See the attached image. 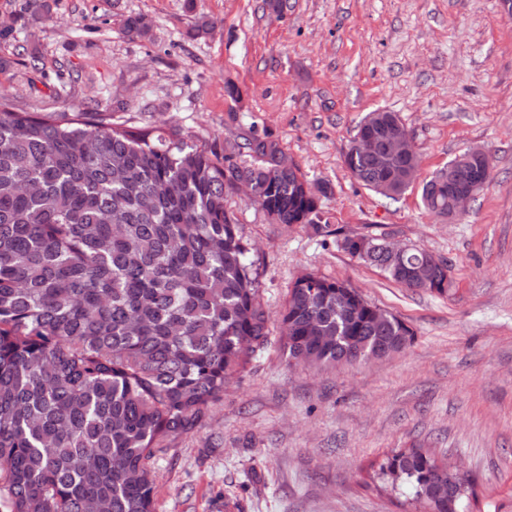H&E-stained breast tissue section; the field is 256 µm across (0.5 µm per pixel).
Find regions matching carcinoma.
I'll return each instance as SVG.
<instances>
[{
	"label": "carcinoma",
	"instance_id": "obj_1",
	"mask_svg": "<svg viewBox=\"0 0 512 512\" xmlns=\"http://www.w3.org/2000/svg\"><path fill=\"white\" fill-rule=\"evenodd\" d=\"M399 131L395 112L371 111L356 134ZM349 147L352 178L394 198L410 184ZM476 161L421 187L425 209L446 218L455 186L490 183ZM277 224L331 233L321 189L288 167L278 140L257 128L220 154L170 128H138L97 112H17L0 102V512H156L151 472L172 441L199 427L224 384L270 344L259 274L230 209L234 180ZM336 240L351 257L410 288L425 269L448 295V261L424 248L399 262L385 235ZM280 349L330 369L407 347L411 329L347 283L296 278L282 314ZM368 477L403 486L430 512H459L462 496L436 498L448 462L430 448H400Z\"/></svg>",
	"mask_w": 512,
	"mask_h": 512
}]
</instances>
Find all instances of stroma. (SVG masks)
Masks as SVG:
<instances>
[{
	"label": "stroma",
	"mask_w": 512,
	"mask_h": 512,
	"mask_svg": "<svg viewBox=\"0 0 512 512\" xmlns=\"http://www.w3.org/2000/svg\"><path fill=\"white\" fill-rule=\"evenodd\" d=\"M131 15L144 34L125 33ZM207 31L196 32L201 21ZM0 96L42 112L104 108L167 124L216 150L267 130L341 234L385 233L445 258L439 297L401 287L335 237L271 223L232 199L272 335L301 272L340 280L414 332L386 360L314 371L278 343L228 380L201 427L157 458L158 512H414L362 484L361 470L425 444L475 480L473 512H512V15L499 0H0ZM398 113L419 180L388 199L343 156L366 113ZM493 179L448 221L420 181L467 148Z\"/></svg>",
	"instance_id": "35a3bbf8"
}]
</instances>
